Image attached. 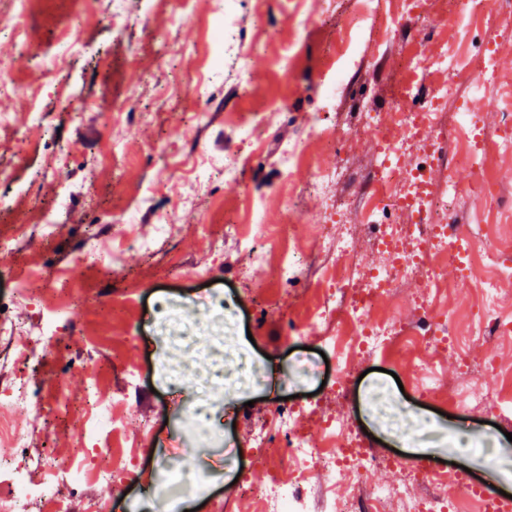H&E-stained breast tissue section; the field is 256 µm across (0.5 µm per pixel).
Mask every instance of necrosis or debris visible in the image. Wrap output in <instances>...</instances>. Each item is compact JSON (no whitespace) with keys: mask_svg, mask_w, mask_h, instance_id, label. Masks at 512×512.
Returning <instances> with one entry per match:
<instances>
[{"mask_svg":"<svg viewBox=\"0 0 512 512\" xmlns=\"http://www.w3.org/2000/svg\"><path fill=\"white\" fill-rule=\"evenodd\" d=\"M235 2L221 0L217 9L211 35L215 47L211 69H218L240 49ZM371 51V45L363 40L352 47L333 49L322 73L319 112L280 151L281 167L298 172L304 192L330 198L335 184L343 182L354 189L365 187L367 194L364 204L355 207L341 199L333 200L323 223L315 225V234L322 238L327 251L336 253L337 259L303 322L313 328L330 317L337 321L335 336L324 342L325 347L340 350L336 358V397L348 392L355 358L378 353L390 358L400 355L403 348L416 345L423 348L424 360L405 366L404 372L416 391L437 398L441 385L426 372V362L444 352L458 362L463 379H471L481 371L493 372L497 369V356L487 344L492 337L512 334V314L504 311L499 288L501 280L512 278V239H500L495 245L473 241L458 220L455 203L465 191L474 201L490 202L504 211L512 209V204L500 196L489 170L464 188L453 181L441 189L436 186L434 176L446 162L448 151L440 138L422 133L421 128L440 124L457 81L476 80L474 74L457 69L454 56L444 49L422 56L415 45L402 42L397 76L401 93L396 109L369 115L365 125V145L375 163L366 177L348 166L339 146L350 139L351 133L328 125L324 116L333 111L337 91L350 68ZM431 73L445 74L446 79L435 87L423 109H411L410 92L419 77ZM458 120L470 133L466 148L458 155V165L471 166L475 156L484 157L491 151L512 155V128L500 130L492 145L487 146L477 138L480 121L475 109L459 112ZM397 127L417 149L414 162L405 161L394 139L392 131ZM264 207L261 201L247 202L249 224L225 225L224 234L241 246L247 260L274 263L281 286H296L302 281L311 255L301 247L299 236L273 235L260 218ZM351 210L370 224L371 245L379 256L373 268L362 267L350 250L349 229L342 216ZM394 214L400 215V222H391ZM444 261L457 263L461 282L478 283L480 303L469 314L468 339L464 342L457 337L453 322L441 319L428 302L420 303L414 321L408 325L399 321L390 306L397 288L407 282L417 283L424 293H431L437 285L434 268ZM470 343L485 344V353L472 355L466 349ZM113 410L110 404L97 405L86 424L85 437L91 446L119 460L125 451L114 441ZM293 413L288 405L275 404L272 414L277 432L262 427L252 433L249 444L256 458L261 459L267 479L245 485L239 512H385L386 505L393 501L399 512H465L466 504L472 501L480 505L482 512H493L489 499L471 490L458 473L411 471V481L424 488L419 496L409 495L401 486L363 488V472L390 468L392 459L370 453L350 424L331 418L321 423L322 446L309 447L304 432L290 423ZM40 469L39 483L20 477L7 491H0V512H68L58 494L59 485L78 486L100 479L112 482L117 476L130 474L126 467L118 472L89 468L85 460H73L56 448L45 457ZM341 470L352 476L354 486L349 496L339 498L329 490L314 492L315 472L332 474ZM199 486V481L175 473L166 463H158L154 493L143 503L141 512H181L183 499L196 495Z\"/></svg>","mask_w":512,"mask_h":512,"instance_id":"4bbe7bcc","label":"necrosis or debris"}]
</instances>
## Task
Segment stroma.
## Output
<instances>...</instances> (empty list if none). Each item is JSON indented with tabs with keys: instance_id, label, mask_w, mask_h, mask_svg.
I'll return each mask as SVG.
<instances>
[{
	"instance_id": "35a3bbf8",
	"label": "stroma",
	"mask_w": 512,
	"mask_h": 512,
	"mask_svg": "<svg viewBox=\"0 0 512 512\" xmlns=\"http://www.w3.org/2000/svg\"><path fill=\"white\" fill-rule=\"evenodd\" d=\"M320 0H239L238 24L246 35L242 58L225 72L207 71L213 51L210 31L213 0H23L24 26L0 34V196L11 208L0 220V325H23L39 335L55 322L61 337L48 348L42 370L31 373L27 409H5V423L25 431L33 457L47 449L77 452L82 423L93 403L90 383L104 399L118 402L114 416L119 437L133 449L137 473L124 492L109 484L63 485L68 512H138L146 488L154 484L157 461L178 458L188 474L209 467L201 492L185 502L186 512H238L243 484L261 482L265 468L242 457L225 464L224 448L244 447L250 433L271 424L276 398L291 396L296 406H320L325 414L349 423L359 435L376 438L385 457L433 459L447 470L470 469L472 475L512 494V416L499 429L484 417L452 410L460 397L458 367L447 354L429 364L444 381V399L419 401L412 387H399L397 366L380 356L357 359L361 381L350 383L344 400L327 395L335 379L334 363L318 351L320 339L336 333L328 320L315 334L293 339L290 323L299 321L320 284L323 267L335 255L322 252L308 228L321 217V198L300 196L297 176L278 162L280 146L296 137L302 120L320 106L321 87L313 76L324 68L329 50L342 37L338 14L322 15ZM128 17L123 31L113 14ZM452 21L462 42L460 69L479 71L488 34L481 16L462 13ZM81 27L79 43L65 36ZM418 40L423 51L433 44L414 18L397 20L394 30L375 34L377 49L350 73L336 98L333 123L363 133L364 108L391 111L396 90L398 37ZM52 61L53 84L40 83V59ZM209 84L201 99L187 89ZM472 98L488 134L512 125V81L501 79L493 91ZM71 98L90 108L81 117L63 112ZM270 113L251 144L239 139L238 124L254 111ZM240 154L243 186L230 187L214 170L200 179L204 155ZM266 198V222L279 229L284 207L297 208L305 247L317 260L306 282L268 305L256 286L276 288V271L262 261L246 262L224 224L244 223L245 198ZM171 228L157 235L160 216ZM96 237L99 249L84 246ZM133 238L154 242L150 252L130 246ZM221 241L220 253L209 250ZM45 289L44 297L23 302L17 293L23 278ZM166 294L179 301L219 296L234 304L224 336V364L233 368L248 353L264 368L266 379L225 395L214 385L220 408L218 439L182 447L171 443L184 432L194 401L192 386L207 367L199 351L211 342L213 315L204 310L183 314L193 338L190 347L164 345L154 302ZM427 298L438 311L465 330V310L449 306L447 292L423 296L407 285L397 294L400 317L414 316L412 304ZM406 400L422 413L439 440L430 447L396 448L402 425L390 417L394 402ZM493 433L498 462L486 463L483 438Z\"/></svg>"
}]
</instances>
